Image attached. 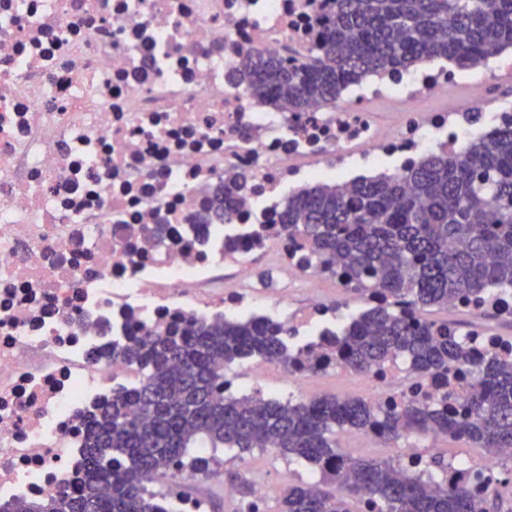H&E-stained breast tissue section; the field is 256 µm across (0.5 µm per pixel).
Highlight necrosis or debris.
I'll list each match as a JSON object with an SVG mask.
<instances>
[{
  "instance_id": "necrosis-or-debris-1",
  "label": "necrosis or debris",
  "mask_w": 512,
  "mask_h": 512,
  "mask_svg": "<svg viewBox=\"0 0 512 512\" xmlns=\"http://www.w3.org/2000/svg\"><path fill=\"white\" fill-rule=\"evenodd\" d=\"M332 0H0V504L77 488L81 416L138 383L117 350L144 330L224 312L253 315V265L274 255L278 321L307 329L304 366L324 372L313 345L332 343L324 283H340L280 224L298 190V158L345 168L352 157L400 176L426 149L462 150L469 116L430 112L468 84L487 98L489 73L430 63L378 72L362 92L308 112L265 111L238 76L253 49L306 52ZM399 118L377 122L369 101ZM244 182L226 224H201L212 189ZM232 267L225 289L219 270ZM304 309L286 307L293 289ZM480 320L478 354L496 339L485 322L512 320V293L458 300ZM396 363L351 375L374 401L418 388L460 400L467 376L397 385Z\"/></svg>"
}]
</instances>
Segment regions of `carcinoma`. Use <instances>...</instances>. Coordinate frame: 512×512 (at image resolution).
<instances>
[{
	"label": "carcinoma",
	"instance_id": "1",
	"mask_svg": "<svg viewBox=\"0 0 512 512\" xmlns=\"http://www.w3.org/2000/svg\"><path fill=\"white\" fill-rule=\"evenodd\" d=\"M334 2L306 55L257 50L247 57L243 75L253 95L304 111L336 103L347 85L372 73L436 59L467 67L512 48V0ZM230 210L219 189L207 220H228ZM280 224L325 268L339 266L353 293L376 288L391 298L338 328L324 362L373 374L402 357L415 379L473 367L463 404L224 396V371L236 361L294 365L293 333L267 319L228 317L148 329L120 351L142 372L140 383L86 414L81 489L12 500L0 512H161L145 484L184 465L200 440L317 466L322 481L288 486L279 512H350L347 495L365 497L368 512H503L512 467L476 494L435 479L430 467L448 472L440 460L404 472L399 462L348 456L337 436L446 437L491 459L512 448V358L489 352L476 360L469 333L422 316L452 299L512 288V126L458 152L429 153L398 178L306 186L288 195ZM324 483L339 484L343 494Z\"/></svg>",
	"mask_w": 512,
	"mask_h": 512
}]
</instances>
